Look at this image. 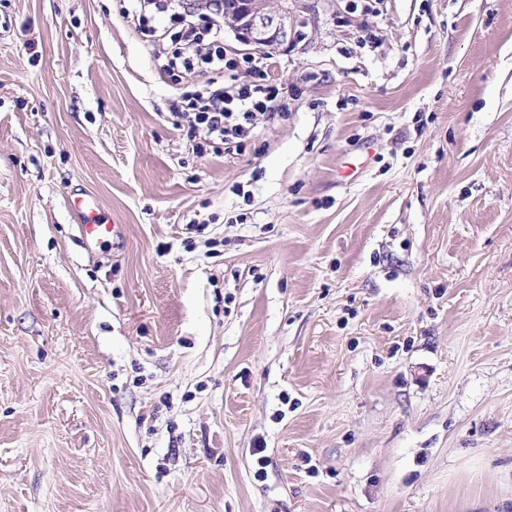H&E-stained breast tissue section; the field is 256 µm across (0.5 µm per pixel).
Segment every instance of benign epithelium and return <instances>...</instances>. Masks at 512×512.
<instances>
[{"mask_svg":"<svg viewBox=\"0 0 512 512\" xmlns=\"http://www.w3.org/2000/svg\"><path fill=\"white\" fill-rule=\"evenodd\" d=\"M335 0H224V26L243 50L273 52L297 48L318 22V5Z\"/></svg>","mask_w":512,"mask_h":512,"instance_id":"benign-epithelium-1","label":"benign epithelium"}]
</instances>
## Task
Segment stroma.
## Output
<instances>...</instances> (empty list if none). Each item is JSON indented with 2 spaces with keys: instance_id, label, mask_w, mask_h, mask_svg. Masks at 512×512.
<instances>
[{
  "instance_id": "obj_1",
  "label": "stroma",
  "mask_w": 512,
  "mask_h": 512,
  "mask_svg": "<svg viewBox=\"0 0 512 512\" xmlns=\"http://www.w3.org/2000/svg\"><path fill=\"white\" fill-rule=\"evenodd\" d=\"M135 7L0 0V512H512V0H336L232 156ZM73 211L79 217V230L87 246L112 245L122 235V225L114 222L101 209L97 198L83 194L71 199Z\"/></svg>"
}]
</instances>
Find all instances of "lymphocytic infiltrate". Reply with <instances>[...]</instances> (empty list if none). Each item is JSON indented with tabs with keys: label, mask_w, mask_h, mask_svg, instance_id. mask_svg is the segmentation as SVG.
<instances>
[{
	"label": "lymphocytic infiltrate",
	"mask_w": 512,
	"mask_h": 512,
	"mask_svg": "<svg viewBox=\"0 0 512 512\" xmlns=\"http://www.w3.org/2000/svg\"><path fill=\"white\" fill-rule=\"evenodd\" d=\"M157 13L169 14L177 26L164 52L167 67H180L189 74L244 71L245 80H233L222 89L183 93L174 114L175 120H187V134L197 139L199 147L219 144L225 154L241 152L258 118L266 115L270 103L280 94L279 88L265 82L264 55L241 56L226 48L221 35L224 22L218 11L197 17L176 11L172 0H139L133 15L136 29L155 35L150 21Z\"/></svg>",
	"instance_id": "obj_1"
}]
</instances>
